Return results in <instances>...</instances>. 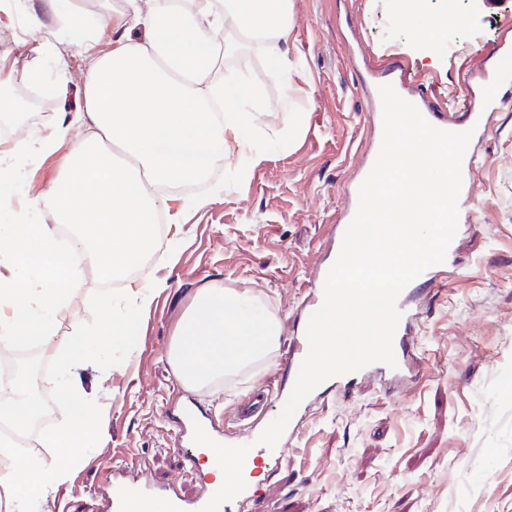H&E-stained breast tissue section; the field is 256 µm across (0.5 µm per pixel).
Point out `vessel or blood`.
Segmentation results:
<instances>
[{
	"label": "vessel or blood",
	"mask_w": 512,
	"mask_h": 512,
	"mask_svg": "<svg viewBox=\"0 0 512 512\" xmlns=\"http://www.w3.org/2000/svg\"><path fill=\"white\" fill-rule=\"evenodd\" d=\"M394 70L388 71L382 78L383 83L392 85L396 92L404 93L406 100L413 103L423 117L433 126L451 132L472 130L473 140H485L489 132V112L499 105L500 100L493 95H486L482 108H469L460 112L447 113L435 108L421 89L405 92L402 72L405 65L401 56H394ZM475 156L473 151H466L462 161V187L458 198V218L465 222H472L474 212L469 206L473 195L471 169ZM328 273L327 268H320L311 283V291L300 305L302 317L310 315L320 306L323 300V284ZM436 267H429L417 277L416 284L407 285L401 292L398 306L403 315L398 325L393 347L397 359V368H389L382 363H373L364 369L335 377L323 382V389H348L352 383L365 378L378 375L396 382L412 381L416 378L415 368L421 361V353L412 335L415 325L419 322L422 312L421 303L424 299L426 285L435 282ZM308 352V343L305 336L293 339L288 351L280 361L279 372L282 384L278 394L271 395L265 392H254L245 397L237 407L240 420L251 419L256 412L267 407L272 399H287L295 383L301 362ZM201 425L213 438L220 439L221 427L201 412L196 405L184 407L176 428H173V447L180 451L183 457V471L185 476L199 486V493L191 499L178 494L174 489L145 484L136 479L121 482H107L106 506L104 512H128L131 505L152 503L162 504L166 512H249L251 503L257 496L251 487L232 486L224 488L206 481L202 472V462L199 454L189 448L193 441L194 425Z\"/></svg>",
	"instance_id": "1"
}]
</instances>
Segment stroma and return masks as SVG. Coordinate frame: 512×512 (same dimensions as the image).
Segmentation results:
<instances>
[{
  "label": "stroma",
  "mask_w": 512,
  "mask_h": 512,
  "mask_svg": "<svg viewBox=\"0 0 512 512\" xmlns=\"http://www.w3.org/2000/svg\"><path fill=\"white\" fill-rule=\"evenodd\" d=\"M289 58L293 89L269 68L265 46L225 30L239 47L224 58V77L264 100L287 99L284 112L257 115L255 147L265 155L248 182L238 183L232 160L217 164L197 190L165 191L178 223L168 224L163 244L152 245L148 278L164 282L144 313L136 344L105 357L100 368L81 370L85 392L107 417L105 436L88 448L72 477L32 512H91L101 497L105 471L133 457L145 478L176 483L181 457L171 447L172 420L182 402H195L236 440L238 400L252 390L277 386L279 360L297 327V308L317 262L332 239L348 182L372 135L368 84L389 66L388 50L408 60V84L422 85L436 105L448 92L472 86L476 96L512 47V0H459L435 49L419 45L396 15L398 0H291ZM29 13L0 29V66L14 70L16 85L36 47L55 44V23ZM64 61L49 59L44 99L20 118L0 113L14 131L49 134L84 104L82 47L66 46ZM493 112L491 133L480 147L472 206L477 223L463 228L457 260L444 286L431 292L416 328L423 369L406 389L367 385L329 392L296 416L302 434L284 458L275 487L255 512H512V89ZM302 113L290 146L275 135L289 115ZM12 138L0 137V159L15 167L16 216L50 224L46 208L30 210L66 169L67 149L43 155L12 154ZM176 260L161 263L167 243ZM202 288L233 289L254 297L279 325L276 347L263 359L209 384L187 389L169 362L178 323ZM75 296L57 316L59 336L76 328L98 330V275L84 269ZM38 354L50 397V432L65 428L69 405L57 391L50 348Z\"/></svg>",
  "instance_id": "35a3bbf8"
}]
</instances>
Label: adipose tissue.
<instances>
[{"mask_svg": "<svg viewBox=\"0 0 512 512\" xmlns=\"http://www.w3.org/2000/svg\"><path fill=\"white\" fill-rule=\"evenodd\" d=\"M45 2L60 38L86 53L84 107L75 122L92 133L43 197L54 224H0V266L11 273L0 278V339L17 349L55 344L59 391L72 404L66 431L47 439L58 450L56 461L0 456V501L16 508L45 501L104 435L105 418L80 391L79 372L140 336L141 315L157 288L136 282L118 331L58 338L57 315L70 300L78 258H88L106 278L125 273L148 250L152 217L166 206L151 185L197 181L232 154L243 183L264 159L251 149V92L217 77L227 52L218 35L228 26L267 33L270 63L284 78L293 74L289 0H124L112 17L119 35L108 52L81 32L73 0ZM61 224L73 228L66 248L58 238ZM278 336L276 319L248 294L204 288L183 315L169 358L182 384L194 388L265 358Z\"/></svg>", "mask_w": 512, "mask_h": 512, "instance_id": "obj_1", "label": "adipose tissue"}]
</instances>
